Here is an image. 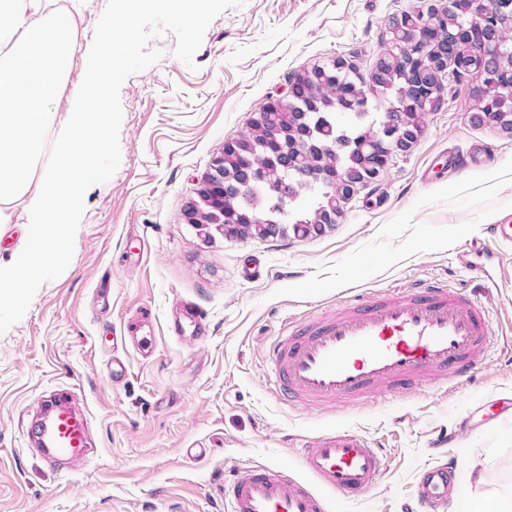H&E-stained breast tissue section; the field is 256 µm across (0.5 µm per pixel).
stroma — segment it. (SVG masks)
I'll return each instance as SVG.
<instances>
[{"mask_svg": "<svg viewBox=\"0 0 512 512\" xmlns=\"http://www.w3.org/2000/svg\"><path fill=\"white\" fill-rule=\"evenodd\" d=\"M107 0H54L79 39L52 109L72 111ZM423 0H244L205 32L189 69L164 33L161 60L122 85L121 162L85 195L73 257L0 334V512H225L224 483L269 464L304 478L297 453L331 428L352 429L386 454L362 495L329 496V512H422L417 486L431 466L457 462L471 492H512V246L487 237L512 219V136L466 118L475 76L448 82L407 155L362 189L342 218L308 238L204 237L184 209L226 141L248 128L289 74L344 57L369 74L387 23ZM485 161L451 171V151ZM438 167L433 177L428 168ZM260 263L264 276L244 278ZM443 283L489 311L496 346L459 385L429 380L364 404L310 410L284 401L270 345L289 325L359 290ZM199 304L205 336H171L176 299ZM156 321L150 354L127 348L112 380L116 330L142 310ZM66 401L89 423L90 452L47 465L32 427Z\"/></svg>", "mask_w": 512, "mask_h": 512, "instance_id": "35a3bbf8", "label": "stroma"}]
</instances>
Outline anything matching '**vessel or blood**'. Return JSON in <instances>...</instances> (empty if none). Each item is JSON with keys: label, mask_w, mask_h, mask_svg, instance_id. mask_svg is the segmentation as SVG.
<instances>
[{"label": "vessel or blood", "mask_w": 512, "mask_h": 512, "mask_svg": "<svg viewBox=\"0 0 512 512\" xmlns=\"http://www.w3.org/2000/svg\"><path fill=\"white\" fill-rule=\"evenodd\" d=\"M204 310L183 301L169 328L173 335L206 332ZM139 350L154 342L151 314L140 312L124 329ZM492 331L483 304L447 285L434 283L397 295L356 294L346 308L323 314L288 330L269 350L277 392L311 408L361 403L383 388L414 389L435 379L458 384L485 359ZM86 421L68 404L40 415L36 444L47 463L88 452ZM301 461L311 476L304 483L287 470L245 468L224 490L231 512H327L324 492L350 498L369 490L385 468V457L365 437L348 430L320 434L303 449ZM460 470L448 463L428 469L419 494L428 503L458 488Z\"/></svg>", "instance_id": "b4317fda"}]
</instances>
